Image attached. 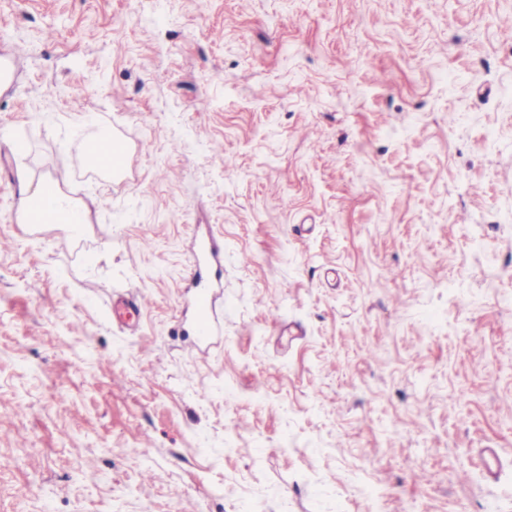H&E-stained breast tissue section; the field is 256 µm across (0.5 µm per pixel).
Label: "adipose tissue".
<instances>
[{
  "label": "adipose tissue",
  "mask_w": 512,
  "mask_h": 512,
  "mask_svg": "<svg viewBox=\"0 0 512 512\" xmlns=\"http://www.w3.org/2000/svg\"><path fill=\"white\" fill-rule=\"evenodd\" d=\"M18 213L24 224H58L78 229L86 222L85 208L52 179L34 184L20 178Z\"/></svg>",
  "instance_id": "adipose-tissue-1"
}]
</instances>
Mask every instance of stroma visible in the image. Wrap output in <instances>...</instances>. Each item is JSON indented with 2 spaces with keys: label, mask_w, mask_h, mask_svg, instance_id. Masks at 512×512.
<instances>
[{
  "label": "stroma",
  "mask_w": 512,
  "mask_h": 512,
  "mask_svg": "<svg viewBox=\"0 0 512 512\" xmlns=\"http://www.w3.org/2000/svg\"><path fill=\"white\" fill-rule=\"evenodd\" d=\"M510 12L0 0V512H512ZM104 131L126 180L72 168ZM21 173L88 224L19 223ZM221 271V254L212 233H201L196 239L190 268L195 287L201 288L194 297L197 313L196 334L201 342H207L213 333L210 316L212 288H218Z\"/></svg>",
  "instance_id": "obj_1"
}]
</instances>
